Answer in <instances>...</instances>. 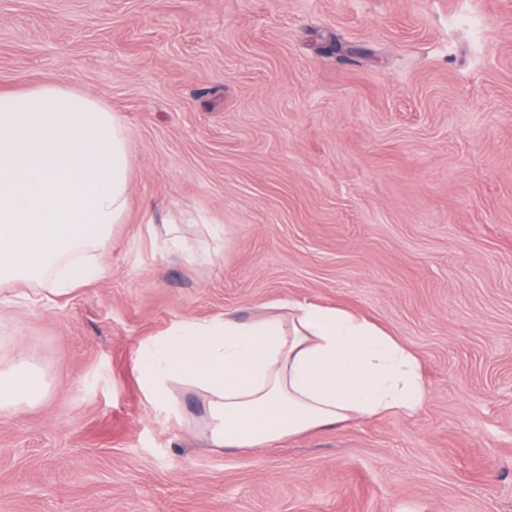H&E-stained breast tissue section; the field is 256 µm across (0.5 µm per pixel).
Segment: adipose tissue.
<instances>
[{"mask_svg":"<svg viewBox=\"0 0 512 512\" xmlns=\"http://www.w3.org/2000/svg\"><path fill=\"white\" fill-rule=\"evenodd\" d=\"M131 166L128 128L99 99L52 83L0 91V307L54 304L108 276ZM140 361L159 403L175 407L174 383L201 392L204 438L217 449L410 415L428 396L417 358L394 336L313 303L180 321ZM44 394L24 362L0 369V413Z\"/></svg>","mask_w":512,"mask_h":512,"instance_id":"adipose-tissue-1","label":"adipose tissue"}]
</instances>
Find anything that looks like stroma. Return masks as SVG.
Masks as SVG:
<instances>
[{"label":"stroma","mask_w":512,"mask_h":512,"mask_svg":"<svg viewBox=\"0 0 512 512\" xmlns=\"http://www.w3.org/2000/svg\"><path fill=\"white\" fill-rule=\"evenodd\" d=\"M120 112L130 206L102 282L0 309V512H512V0H0V88ZM227 233L172 259L148 221ZM295 300L420 361L414 415L261 450L153 405L137 356L179 321ZM44 381L23 361L0 369V413L14 411L24 404L40 400L45 394Z\"/></svg>","instance_id":"obj_1"}]
</instances>
